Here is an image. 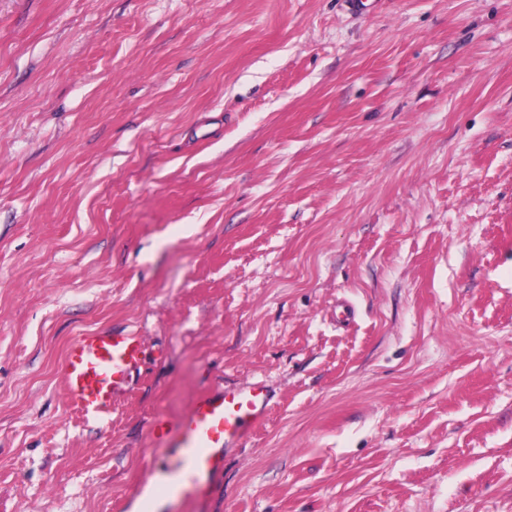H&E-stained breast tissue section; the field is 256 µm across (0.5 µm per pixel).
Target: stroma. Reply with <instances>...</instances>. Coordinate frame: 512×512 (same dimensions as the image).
Here are the masks:
<instances>
[{"instance_id":"stroma-1","label":"stroma","mask_w":512,"mask_h":512,"mask_svg":"<svg viewBox=\"0 0 512 512\" xmlns=\"http://www.w3.org/2000/svg\"><path fill=\"white\" fill-rule=\"evenodd\" d=\"M220 381L269 419L161 512H512V0H0V512H115ZM146 350L134 331L77 336L59 365L69 404L85 414L109 412L115 396L125 391L131 374L146 363Z\"/></svg>"}]
</instances>
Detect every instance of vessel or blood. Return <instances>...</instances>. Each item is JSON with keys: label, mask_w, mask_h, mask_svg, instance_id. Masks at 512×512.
Listing matches in <instances>:
<instances>
[{"label": "vessel or blood", "mask_w": 512, "mask_h": 512, "mask_svg": "<svg viewBox=\"0 0 512 512\" xmlns=\"http://www.w3.org/2000/svg\"><path fill=\"white\" fill-rule=\"evenodd\" d=\"M147 360L146 346L133 331L77 336L59 365L69 404L91 415L107 413L125 391L131 374ZM272 396L264 383H227L203 393L177 420L157 417L152 435L170 453L165 463L149 460L147 478L128 501L137 512H157L161 499H189L202 493L224 469V460L243 447L267 421Z\"/></svg>", "instance_id": "obj_1"}]
</instances>
